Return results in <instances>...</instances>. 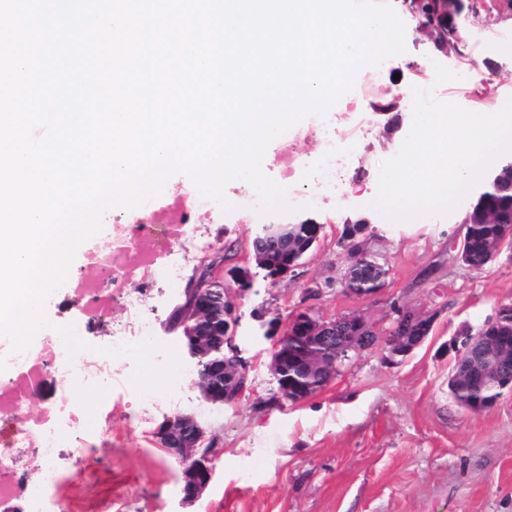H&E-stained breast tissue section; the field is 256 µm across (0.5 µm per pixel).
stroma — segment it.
Instances as JSON below:
<instances>
[{"instance_id":"35a3bbf8","label":"stroma","mask_w":512,"mask_h":512,"mask_svg":"<svg viewBox=\"0 0 512 512\" xmlns=\"http://www.w3.org/2000/svg\"><path fill=\"white\" fill-rule=\"evenodd\" d=\"M390 3L406 27V51L378 72L357 71L346 96L328 110L333 130L355 134L357 148L341 195L289 215L290 222L310 217L322 227L295 277L275 280L255 267L251 242L263 221L257 214L234 211L202 224L197 249L178 258L184 288L197 280L204 261L219 255L225 269L250 270L248 285L227 282L225 295L237 318L233 343L247 372L243 392L233 403L211 405L191 378L177 396L162 391L157 403L143 405L125 376L145 366L152 351L114 359L111 383L83 394L98 430L56 451L68 479L58 512H68L74 500L83 512H512V392L488 410L470 412L457 407L448 390L453 336L512 304V248L479 270L458 261L470 195L448 216L403 223L370 206L381 162L397 154L411 130L414 87L440 82L441 101L474 112L493 111L512 98V0H485L476 11L462 0L454 14L459 42L445 54L434 50L402 0ZM353 98L355 112L347 108ZM317 120L308 115L289 143H270L267 175L288 178L299 192L315 190L309 165L320 151ZM361 217L369 222L370 253L388 269L384 288L373 296L344 287L349 259L340 238L347 222ZM128 291L146 305L161 304L157 342L174 344L188 360L183 339L168 329L184 293L168 297L136 284ZM402 310L434 318L430 335L402 362L390 363L379 343L352 354L310 398L280 397L270 370L269 321L283 330L300 311L320 318L361 315L384 334ZM128 320L119 304L111 321L91 326L80 338V364L93 366L109 354L113 332ZM178 413L195 414L216 450L212 481L189 504L181 501L178 462L155 442L158 427Z\"/></svg>"}]
</instances>
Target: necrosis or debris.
I'll use <instances>...</instances> for the list:
<instances>
[{
	"mask_svg": "<svg viewBox=\"0 0 512 512\" xmlns=\"http://www.w3.org/2000/svg\"><path fill=\"white\" fill-rule=\"evenodd\" d=\"M349 140L345 136L327 134L322 138V153L316 163L318 190L314 193L288 192L290 205H315L322 195L336 192L339 187V162L348 154ZM148 205L126 212L123 218L110 226L113 245L131 254L128 264L115 265L110 253L94 246H86L83 257L88 268L98 272L97 280H80L76 292L83 306L78 316L69 320L67 333L83 335L91 323L109 318L112 308L123 299L129 283L141 285L164 280L169 289H176L183 278V269L165 263L160 249L144 251L142 245L157 239L164 243L193 241L198 224L222 218L220 206L212 199L200 196L185 202L176 196L164 225L147 219ZM157 331L153 316L136 314L132 334L117 333L112 338L111 357L99 358L94 370L73 369L75 351L71 344L58 337L56 327L43 329L44 339L37 352L14 349L12 344H0V370L8 376L0 382V428L7 433L10 443H25L38 448L43 468L38 484L28 485L13 480L14 458L0 450V504L23 502L26 512H51L53 497L61 490L63 481L53 463L56 449L65 432H80L94 422L92 413L82 404L69 399L46 403L37 415L28 408L33 400L44 398L50 370L59 364L72 367L71 386L85 387L111 381L112 358L128 357L135 341L152 340Z\"/></svg>",
	"mask_w": 512,
	"mask_h": 512,
	"instance_id": "obj_1",
	"label": "necrosis or debris"
}]
</instances>
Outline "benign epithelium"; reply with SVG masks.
<instances>
[{"instance_id": "1", "label": "benign epithelium", "mask_w": 512, "mask_h": 512, "mask_svg": "<svg viewBox=\"0 0 512 512\" xmlns=\"http://www.w3.org/2000/svg\"><path fill=\"white\" fill-rule=\"evenodd\" d=\"M383 269L380 263L358 256L350 263L347 276L361 279L368 272L374 275ZM234 322L231 307L224 304V296L209 292L195 301L191 317L182 323V335L193 344V358L204 360L214 351L225 347L230 353L218 368L197 378L204 398L212 404L228 401L234 392H242L245 386L246 370L234 351L230 337ZM432 322L430 316L413 311L400 312L387 338L389 348L398 355L410 354L427 338ZM285 333L300 336L307 342L314 358L310 368L319 374L336 370L338 360L346 361L351 354L378 341L371 324L357 315L324 319L300 312L288 324ZM502 333L512 334V317L507 318L503 314L477 333L458 335L448 344V352L455 353L449 389H455L456 384L465 377L477 374L499 391L512 392V371L498 361L493 346V342L500 341ZM281 346V342H276L271 368L274 378L279 380L281 398L289 400L288 383L280 380L278 374L282 359ZM155 438L159 446L175 457L181 466L183 499L193 501L199 498L212 479L213 453L199 421L191 414H177L158 428Z\"/></svg>"}]
</instances>
